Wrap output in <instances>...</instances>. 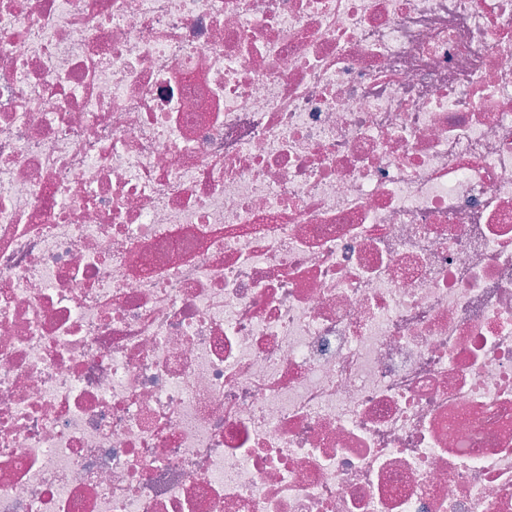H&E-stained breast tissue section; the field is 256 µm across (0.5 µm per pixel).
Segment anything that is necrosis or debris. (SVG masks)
Returning <instances> with one entry per match:
<instances>
[{
  "mask_svg": "<svg viewBox=\"0 0 512 512\" xmlns=\"http://www.w3.org/2000/svg\"><path fill=\"white\" fill-rule=\"evenodd\" d=\"M0 512H512V0H0Z\"/></svg>",
  "mask_w": 512,
  "mask_h": 512,
  "instance_id": "1",
  "label": "necrosis or debris"
}]
</instances>
